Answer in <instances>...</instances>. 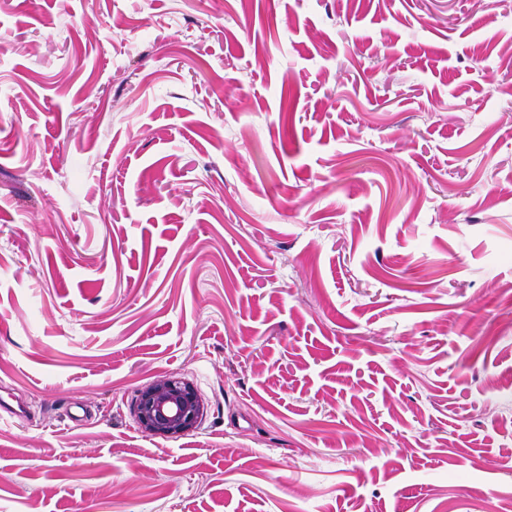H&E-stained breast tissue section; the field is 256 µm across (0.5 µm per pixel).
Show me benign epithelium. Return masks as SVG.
Masks as SVG:
<instances>
[{
  "instance_id": "obj_1",
  "label": "benign epithelium",
  "mask_w": 512,
  "mask_h": 512,
  "mask_svg": "<svg viewBox=\"0 0 512 512\" xmlns=\"http://www.w3.org/2000/svg\"><path fill=\"white\" fill-rule=\"evenodd\" d=\"M134 413L143 432L176 438L198 425L206 414V407L192 383L178 377H165L139 391Z\"/></svg>"
}]
</instances>
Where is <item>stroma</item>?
I'll use <instances>...</instances> for the list:
<instances>
[{
	"instance_id": "obj_1",
	"label": "stroma",
	"mask_w": 512,
	"mask_h": 512,
	"mask_svg": "<svg viewBox=\"0 0 512 512\" xmlns=\"http://www.w3.org/2000/svg\"><path fill=\"white\" fill-rule=\"evenodd\" d=\"M510 296L512 0H0V512H497ZM206 410L192 383L178 377H165L149 384L139 391L134 402L141 430L164 438H176L193 430Z\"/></svg>"
}]
</instances>
